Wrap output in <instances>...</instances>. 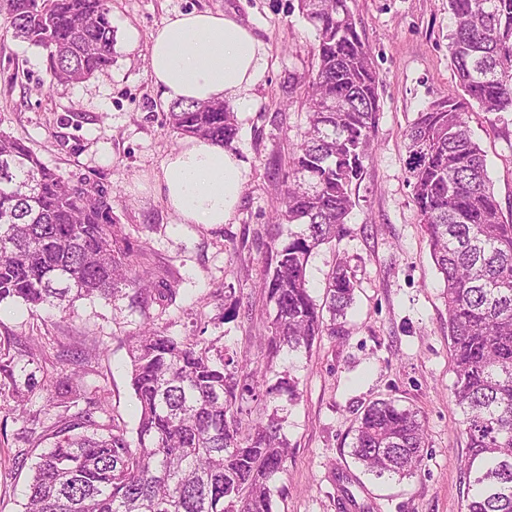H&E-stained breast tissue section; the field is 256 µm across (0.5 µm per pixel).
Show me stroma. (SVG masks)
Here are the masks:
<instances>
[{
	"instance_id": "obj_1",
	"label": "stroma",
	"mask_w": 512,
	"mask_h": 512,
	"mask_svg": "<svg viewBox=\"0 0 512 512\" xmlns=\"http://www.w3.org/2000/svg\"><path fill=\"white\" fill-rule=\"evenodd\" d=\"M380 74V112L362 177L352 187L348 232L309 259L315 299L327 273L348 264L357 281L342 338L322 337L310 353H281L275 371L298 381L286 405L290 445L277 482L281 512H461L460 460L466 438L451 397L444 283L417 220L406 182L403 133L431 101L456 88L448 52V0H349ZM193 9L247 25L266 49V67L238 113L231 150L245 167L240 203L228 223H180L157 188L166 157L181 139L163 125L168 110L148 74L150 35ZM116 34L111 67L73 84L51 82L44 51L0 24V130L21 139L64 175H85L112 189V213L145 246L153 282L176 292L172 304L141 313L129 297L78 303L73 313L21 303L0 305V353L13 359L0 383V512H24L30 469L50 447L61 419L85 408L62 404L71 372L87 398L100 400L98 424L137 426L130 336L144 317L178 337L201 336L263 364L265 299L259 288L267 229L283 190L287 162L307 130L305 80L316 69L315 34L297 0H112ZM469 125L487 155L496 198L512 214V112ZM234 289L236 314L224 316ZM391 398L417 411L429 448L420 471L403 481L364 472L350 454L356 412Z\"/></svg>"
}]
</instances>
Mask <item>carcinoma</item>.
I'll return each instance as SVG.
<instances>
[{
    "label": "carcinoma",
    "mask_w": 512,
    "mask_h": 512,
    "mask_svg": "<svg viewBox=\"0 0 512 512\" xmlns=\"http://www.w3.org/2000/svg\"><path fill=\"white\" fill-rule=\"evenodd\" d=\"M448 51L458 96L432 101L406 130L405 173L448 305L451 394L462 413L467 484L463 512H512V221L468 125L472 106L512 112V0H448ZM315 33L303 141L288 159L279 222L271 225L260 288L266 362L197 337L180 338L145 317L132 334L136 439L112 425L97 433L100 404L55 427L40 455L25 512H278L276 481L288 441L277 411L244 421L250 404L298 398V380L270 377L283 351L306 353L323 335L344 334L356 288L345 265L326 278L325 303L310 294L312 251L343 234L352 185L377 112L379 73L348 0H298ZM13 36L46 52L51 78L80 82L112 65L109 0H0ZM164 126L231 145L236 114L223 102H174ZM288 225L287 237L282 227ZM103 182L64 176L0 130V304L71 311L81 300L114 301L128 289L147 309L173 300L145 283ZM329 312L324 317L323 311ZM427 436L417 412L392 399L361 407L351 455L377 478L421 469Z\"/></svg>",
    "instance_id": "1"
}]
</instances>
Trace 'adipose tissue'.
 Returning a JSON list of instances; mask_svg holds the SVG:
<instances>
[{"instance_id": "1", "label": "adipose tissue", "mask_w": 512, "mask_h": 512, "mask_svg": "<svg viewBox=\"0 0 512 512\" xmlns=\"http://www.w3.org/2000/svg\"><path fill=\"white\" fill-rule=\"evenodd\" d=\"M265 67L264 45L221 13L180 12L151 35L149 78L169 102L226 100L247 111ZM243 181L234 153L189 138L165 159L157 184L181 223L220 225L230 221Z\"/></svg>"}]
</instances>
